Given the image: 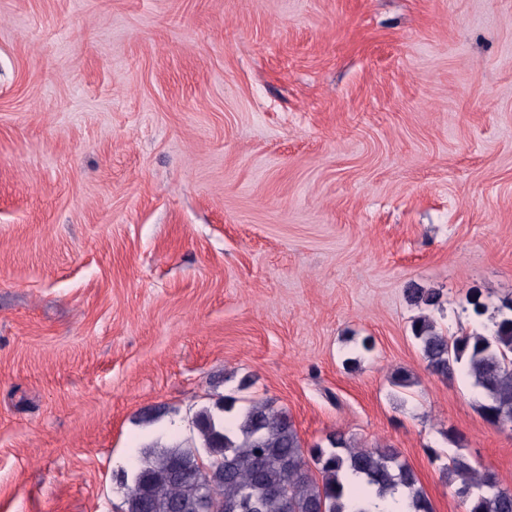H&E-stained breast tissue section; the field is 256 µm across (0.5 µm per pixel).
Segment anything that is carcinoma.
Instances as JSON below:
<instances>
[{
    "mask_svg": "<svg viewBox=\"0 0 512 512\" xmlns=\"http://www.w3.org/2000/svg\"><path fill=\"white\" fill-rule=\"evenodd\" d=\"M411 305L423 311L439 306L434 289L412 286ZM476 316L489 306L475 294L469 301ZM484 331L450 336L426 315L410 329L428 370L449 378L465 371L478 389L484 419L512 423V298L492 308ZM230 395L200 410L193 424L202 438L208 463L181 447H149L141 452L133 473H122L127 486L123 512H184L199 489L210 487L224 512H369L362 488H347L341 476L361 474L384 497L401 487L412 512H434L413 468L390 446L363 448L341 431L310 448L302 446L291 415L273 402L255 400L237 409ZM443 470L454 475L466 512H512V490L495 475L463 456L449 458Z\"/></svg>",
    "mask_w": 512,
    "mask_h": 512,
    "instance_id": "carcinoma-1",
    "label": "carcinoma"
}]
</instances>
